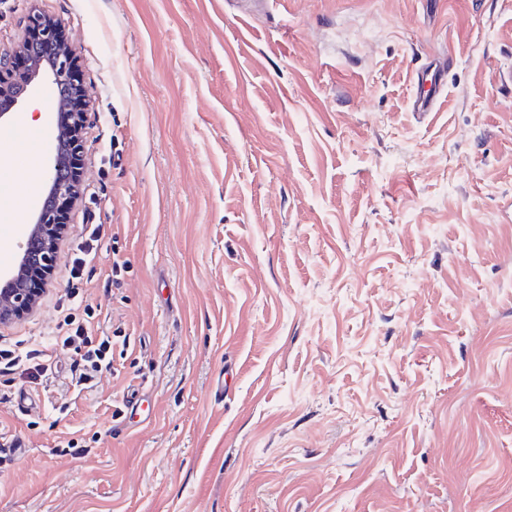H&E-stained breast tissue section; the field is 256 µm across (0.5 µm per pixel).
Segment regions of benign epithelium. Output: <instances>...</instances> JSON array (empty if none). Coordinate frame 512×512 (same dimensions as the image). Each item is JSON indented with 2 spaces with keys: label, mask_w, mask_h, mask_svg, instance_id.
<instances>
[{
  "label": "benign epithelium",
  "mask_w": 512,
  "mask_h": 512,
  "mask_svg": "<svg viewBox=\"0 0 512 512\" xmlns=\"http://www.w3.org/2000/svg\"><path fill=\"white\" fill-rule=\"evenodd\" d=\"M79 60L67 45L60 21L30 10L24 36L12 52H0V118L10 113L46 74L57 90L51 117L53 148L45 173V189L34 207L31 224L14 265L0 280V325L24 319L35 307V293L27 288L32 275L50 276L59 258L65 224L80 196L86 145L82 130L89 101L78 79Z\"/></svg>",
  "instance_id": "1"
}]
</instances>
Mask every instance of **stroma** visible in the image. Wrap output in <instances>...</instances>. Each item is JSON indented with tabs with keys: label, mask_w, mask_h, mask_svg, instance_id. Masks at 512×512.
Returning a JSON list of instances; mask_svg holds the SVG:
<instances>
[{
	"label": "stroma",
	"mask_w": 512,
	"mask_h": 512,
	"mask_svg": "<svg viewBox=\"0 0 512 512\" xmlns=\"http://www.w3.org/2000/svg\"><path fill=\"white\" fill-rule=\"evenodd\" d=\"M31 6L88 151L0 328L51 366L0 398V512H512V0H0V50ZM86 224L112 369L78 393L53 339Z\"/></svg>",
	"instance_id": "35a3bbf8"
}]
</instances>
